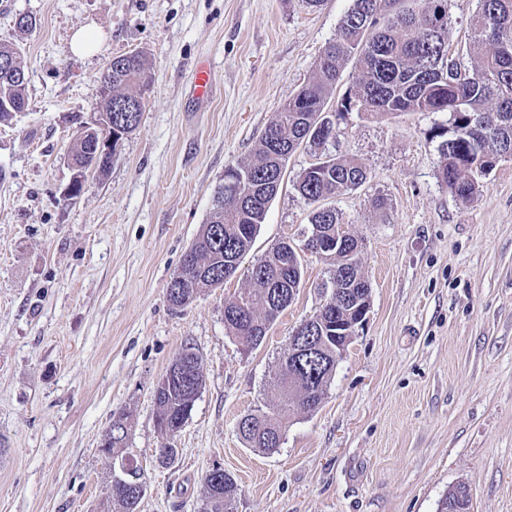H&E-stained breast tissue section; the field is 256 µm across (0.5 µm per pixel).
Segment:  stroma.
<instances>
[{
  "label": "stroma",
  "mask_w": 512,
  "mask_h": 512,
  "mask_svg": "<svg viewBox=\"0 0 512 512\" xmlns=\"http://www.w3.org/2000/svg\"><path fill=\"white\" fill-rule=\"evenodd\" d=\"M352 0H0V40L22 48L27 107L0 123V512H118L123 458L142 467L138 512H205L216 468L239 486L234 512H438L467 484L472 512H512V156L472 199L441 184L442 112L350 113L330 154L369 177L329 204L362 242L371 286L358 330L320 407L296 415L273 453L238 422L265 408L293 329L325 301L332 263L304 257L306 282L248 351L224 303L255 259L298 244L313 204L295 189L316 159L288 160L255 243L224 284L172 308L167 285L232 165L311 76ZM449 53L465 47L476 0H450ZM36 16L18 31L15 18ZM95 49L73 54L79 30ZM144 52L153 75L139 128L107 175L75 199L68 154L113 58ZM211 71L209 98L192 73ZM384 207H375L376 198ZM204 384L172 445L155 424L154 388L183 345ZM131 414L125 448L101 440Z\"/></svg>",
  "instance_id": "1"
}]
</instances>
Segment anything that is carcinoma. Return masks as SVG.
<instances>
[{
	"instance_id": "obj_1",
	"label": "carcinoma",
	"mask_w": 512,
	"mask_h": 512,
	"mask_svg": "<svg viewBox=\"0 0 512 512\" xmlns=\"http://www.w3.org/2000/svg\"><path fill=\"white\" fill-rule=\"evenodd\" d=\"M353 0L342 18L336 37L324 47L311 77L286 102L264 130L249 163L230 166L224 184L216 190L212 205L198 236L184 253L179 268L198 265L204 272L182 278L173 273L168 285L169 302L181 308L210 288L224 283V263L249 251L264 223L268 205L276 196L288 158L301 145L322 154L320 166L307 167L295 188L311 203L352 191L368 179L367 170L352 158L323 154L328 145V127L349 112L391 115L398 112H446L449 128L439 143L443 157L440 181L455 197L468 200L478 192L476 176L491 171L499 158L512 155V0H477L470 20L467 53L476 58L472 70H461L448 53V0ZM13 57L22 71L20 46L0 41V60ZM354 59L357 76L352 87L327 109V98L342 76V65ZM152 79L147 57L134 52L112 59L100 76L99 85L112 90V115L120 106L143 114V94ZM27 78L15 77L0 67V98L12 110H0V122L25 108ZM91 138L78 137L69 155L76 177L86 180L91 171L109 172L106 162L95 158ZM310 223L320 227L327 246L321 256L333 260L328 289L349 288L360 300L370 298V285L361 271V241L350 234L344 247L336 249V226L342 219L331 207L313 210ZM289 244L280 242L257 259L250 271L254 287L245 290L247 308L239 305L241 295L224 304V327L244 347L260 346L280 314L291 305L304 284L301 258L291 256ZM360 314L356 303L336 306L335 321L348 325ZM307 353L291 354L286 349L279 359L276 391L270 412L241 418L240 434L246 444L263 452L278 448L291 417L312 412L321 404L336 371V331L308 341ZM182 364L178 385L165 379L155 386V423L168 441L188 419L187 408L195 403L204 382L202 358L195 348L184 346L175 356ZM303 379L302 391L293 395L281 389L288 374ZM129 415H113L101 448L107 453L125 447L124 424ZM459 484L440 503L439 512L468 507ZM207 512H229L237 495V484L227 472L205 476ZM123 512H137L140 499L121 490L112 493Z\"/></svg>"
}]
</instances>
